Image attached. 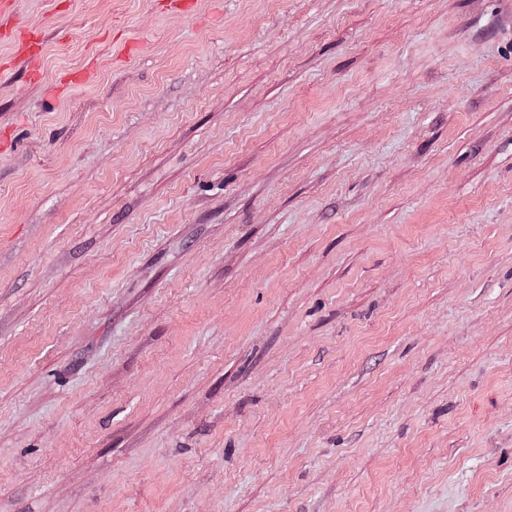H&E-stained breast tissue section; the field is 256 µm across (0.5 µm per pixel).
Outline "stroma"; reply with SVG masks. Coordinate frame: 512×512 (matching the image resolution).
<instances>
[{
	"label": "stroma",
	"instance_id": "obj_1",
	"mask_svg": "<svg viewBox=\"0 0 512 512\" xmlns=\"http://www.w3.org/2000/svg\"><path fill=\"white\" fill-rule=\"evenodd\" d=\"M0 512H512V0H8Z\"/></svg>",
	"mask_w": 512,
	"mask_h": 512
}]
</instances>
